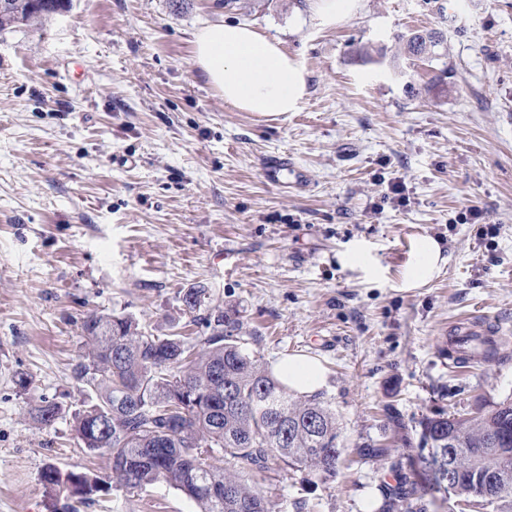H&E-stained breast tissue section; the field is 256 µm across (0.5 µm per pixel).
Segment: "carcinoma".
Listing matches in <instances>:
<instances>
[{"label":"carcinoma","instance_id":"1","mask_svg":"<svg viewBox=\"0 0 512 512\" xmlns=\"http://www.w3.org/2000/svg\"><path fill=\"white\" fill-rule=\"evenodd\" d=\"M66 0H4L0 33L18 24L40 23ZM399 52L438 58L448 50L443 33L401 36ZM200 286L182 298L183 314L201 321L207 336L153 333L131 316L98 312L81 322L82 354L76 376L94 394L72 416L71 431L89 454L106 453L110 473L61 471L51 463L41 473L53 512H78L98 492H133L164 482L194 499L200 512H271L269 499L239 472L240 464L263 473L276 460L292 472L330 476L341 449L336 415L321 393L297 397L257 356L247 353L234 315L208 308ZM51 426L61 406L44 397L31 409ZM422 442L441 448L453 465L451 512H512V399L482 404L464 414L422 422ZM224 466L215 465V453ZM394 467L407 471L401 489L382 512H426L423 496L440 484L438 454L408 456Z\"/></svg>","mask_w":512,"mask_h":512}]
</instances>
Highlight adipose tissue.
<instances>
[{
  "label": "adipose tissue",
  "mask_w": 512,
  "mask_h": 512,
  "mask_svg": "<svg viewBox=\"0 0 512 512\" xmlns=\"http://www.w3.org/2000/svg\"><path fill=\"white\" fill-rule=\"evenodd\" d=\"M194 60L210 84L233 107L266 117L295 111L307 92L305 74L280 42L255 28L233 23L213 24L194 35ZM447 262L440 243L427 235L414 240L411 256L397 285L407 291L438 277ZM288 389L312 394L325 386L327 370L309 355H288L273 367Z\"/></svg>",
  "instance_id": "1"
}]
</instances>
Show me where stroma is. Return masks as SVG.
Segmentation results:
<instances>
[{
  "label": "stroma",
  "mask_w": 512,
  "mask_h": 512,
  "mask_svg": "<svg viewBox=\"0 0 512 512\" xmlns=\"http://www.w3.org/2000/svg\"><path fill=\"white\" fill-rule=\"evenodd\" d=\"M229 22L296 59V111H238L196 67L195 32ZM417 29L442 31L447 55L396 57ZM271 153L304 183L269 182ZM396 182L408 204L384 202ZM472 207L494 237L454 223ZM422 235L448 262L396 291ZM353 244L377 280L341 263ZM198 285L238 311L265 367L306 353L328 370L336 470L271 466L274 512H378L423 419L512 398V0H354L330 24L317 0H69L0 34V512H50L46 464L110 470L70 431L88 400L83 316L164 334ZM463 318L494 331L497 356L455 364ZM41 397L63 409L48 427L30 413ZM369 444L381 455H360ZM80 512L199 507L161 482Z\"/></svg>",
  "instance_id": "obj_1"
}]
</instances>
